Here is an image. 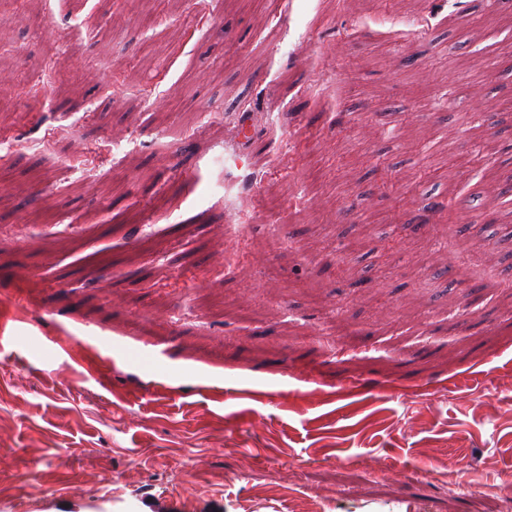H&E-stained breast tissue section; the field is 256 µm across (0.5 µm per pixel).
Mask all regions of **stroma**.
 I'll list each match as a JSON object with an SVG mask.
<instances>
[{
    "mask_svg": "<svg viewBox=\"0 0 512 512\" xmlns=\"http://www.w3.org/2000/svg\"><path fill=\"white\" fill-rule=\"evenodd\" d=\"M0 24V180L32 199L0 201V512H512V0H0ZM447 136L453 212L427 217ZM473 220L495 233L445 293ZM377 224L412 230L389 252Z\"/></svg>",
    "mask_w": 512,
    "mask_h": 512,
    "instance_id": "obj_1",
    "label": "stroma"
}]
</instances>
